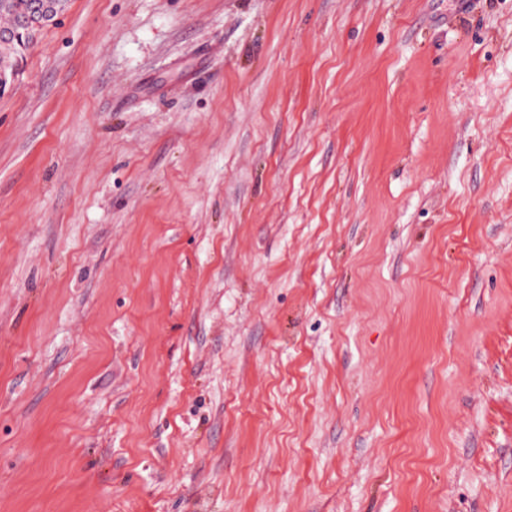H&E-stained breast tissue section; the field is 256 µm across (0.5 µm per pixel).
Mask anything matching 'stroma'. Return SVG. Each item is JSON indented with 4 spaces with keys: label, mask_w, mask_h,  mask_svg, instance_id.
<instances>
[{
    "label": "stroma",
    "mask_w": 512,
    "mask_h": 512,
    "mask_svg": "<svg viewBox=\"0 0 512 512\" xmlns=\"http://www.w3.org/2000/svg\"><path fill=\"white\" fill-rule=\"evenodd\" d=\"M0 512H512V0H68L0 94Z\"/></svg>",
    "instance_id": "obj_1"
}]
</instances>
